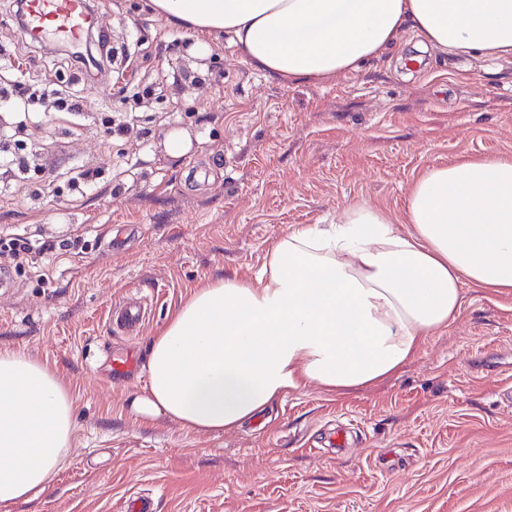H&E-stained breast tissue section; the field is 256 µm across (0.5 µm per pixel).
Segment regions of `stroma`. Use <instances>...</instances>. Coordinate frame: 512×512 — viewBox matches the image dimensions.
Wrapping results in <instances>:
<instances>
[{
    "instance_id": "35a3bbf8",
    "label": "stroma",
    "mask_w": 512,
    "mask_h": 512,
    "mask_svg": "<svg viewBox=\"0 0 512 512\" xmlns=\"http://www.w3.org/2000/svg\"><path fill=\"white\" fill-rule=\"evenodd\" d=\"M148 0H94L109 42L129 50L127 87L104 57L87 78L33 42L0 0V138L28 173L0 168V232L54 243L48 269L16 267L0 288V352L48 362L75 398L74 436L52 484L0 512H512V292L464 286L456 319L390 378L343 393L310 386L231 433L141 425L128 402L146 368L113 380V353L147 354L201 281L255 274L289 227L331 224L353 203L400 213L425 168L512 158V61L442 56L413 34L381 60L324 81L256 70L224 35L211 54ZM20 60L35 99L19 124L5 94ZM156 95L142 100L139 89ZM111 121L130 135L112 137ZM190 149L171 156L167 136ZM98 170L90 185L78 173ZM81 248H73L74 240ZM153 300L114 332V306Z\"/></svg>"
}]
</instances>
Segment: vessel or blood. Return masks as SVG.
I'll use <instances>...</instances> for the list:
<instances>
[{
	"label": "vessel or blood",
	"mask_w": 512,
	"mask_h": 512,
	"mask_svg": "<svg viewBox=\"0 0 512 512\" xmlns=\"http://www.w3.org/2000/svg\"><path fill=\"white\" fill-rule=\"evenodd\" d=\"M85 0H29L28 25L38 37L80 41L88 26ZM148 317L146 302L113 309L109 318L112 329L128 331L144 324Z\"/></svg>",
	"instance_id": "vessel-or-blood-1"
}]
</instances>
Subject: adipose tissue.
Wrapping results in <instances>:
<instances>
[{"mask_svg": "<svg viewBox=\"0 0 512 512\" xmlns=\"http://www.w3.org/2000/svg\"><path fill=\"white\" fill-rule=\"evenodd\" d=\"M197 36L229 35L254 68L323 80L417 33L444 54L512 58V0H151ZM512 290V160L426 168L401 214L358 203L339 222L289 227L253 276L210 278L156 331L131 409L199 433L256 419L314 384L390 377L447 327L462 286ZM74 395L46 362L0 352V504L44 491L74 431Z\"/></svg>", "mask_w": 512, "mask_h": 512, "instance_id": "ef3b65f1", "label": "adipose tissue"}]
</instances>
